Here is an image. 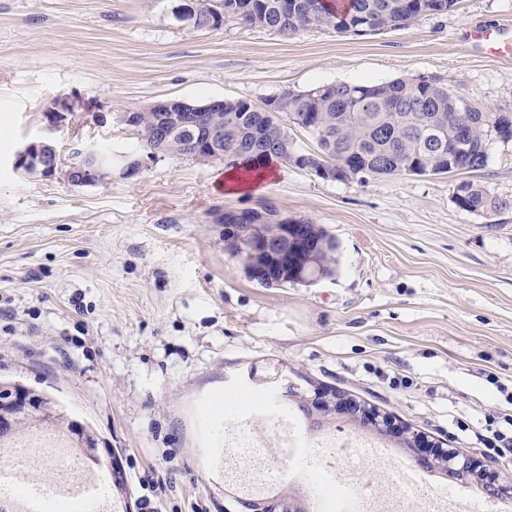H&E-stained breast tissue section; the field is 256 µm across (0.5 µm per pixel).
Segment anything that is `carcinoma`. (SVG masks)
I'll return each instance as SVG.
<instances>
[{
  "instance_id": "obj_1",
  "label": "carcinoma",
  "mask_w": 512,
  "mask_h": 512,
  "mask_svg": "<svg viewBox=\"0 0 512 512\" xmlns=\"http://www.w3.org/2000/svg\"><path fill=\"white\" fill-rule=\"evenodd\" d=\"M208 8L193 25L204 27L215 11L224 19L251 27L293 33L331 26L338 33L363 35L410 25L418 18L450 11L457 0H347L340 11L327 9L324 0H205ZM467 104L439 78L396 79L377 84L316 85L303 92H285L258 107L246 100L214 105L224 125L222 159L237 164L280 157L276 144L287 136L279 118L302 122L318 149H327L336 167L335 180L402 175H440L475 172L488 162L490 141L512 136V118L494 119ZM154 114L145 112L137 125L142 146L155 135ZM162 153L194 156L183 136L168 137ZM456 203L477 213H497L512 207L473 182L458 186ZM303 232L288 241V278L285 283L320 273L333 275L338 244L318 224L300 221Z\"/></svg>"
}]
</instances>
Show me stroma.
Returning <instances> with one entry per match:
<instances>
[{
	"mask_svg": "<svg viewBox=\"0 0 512 512\" xmlns=\"http://www.w3.org/2000/svg\"><path fill=\"white\" fill-rule=\"evenodd\" d=\"M182 3L0 0V382L88 423L120 455L134 512H237L234 457L210 433L221 400L260 412L252 435L274 493L314 506L309 445L363 430L334 415L311 424L290 385L343 391L512 475V452L478 442L491 416L512 414V209L455 203L464 181L512 202V142L493 140L483 170L438 176L332 181L282 162L257 194L221 189L223 160L177 154L86 186L14 166L32 138L65 163L89 145L140 157L121 115L169 98L260 106L319 83L439 77L482 111L512 113V61L466 38L474 22L512 25V0H458L361 36L232 19L198 29L177 18ZM264 206L322 225L339 245L336 276L251 280L217 218ZM291 418L300 435L287 449L277 427ZM388 449L325 461L347 491L373 496L411 466L406 448Z\"/></svg>",
	"mask_w": 512,
	"mask_h": 512,
	"instance_id": "obj_1",
	"label": "stroma"
}]
</instances>
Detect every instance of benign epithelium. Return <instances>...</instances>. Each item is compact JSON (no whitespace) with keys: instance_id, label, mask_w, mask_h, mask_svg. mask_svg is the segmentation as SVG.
<instances>
[{"instance_id":"benign-epithelium-1","label":"benign epithelium","mask_w":512,"mask_h":512,"mask_svg":"<svg viewBox=\"0 0 512 512\" xmlns=\"http://www.w3.org/2000/svg\"><path fill=\"white\" fill-rule=\"evenodd\" d=\"M175 101L171 99L152 102L144 109L156 113L158 136L165 138L178 131L191 139L197 152L213 155L222 153L220 146L224 142L223 129L206 121L204 113L172 111ZM116 155H108V163L98 156L95 149L89 148L83 154V163L63 168L59 161V152L54 144L43 139L24 142L16 153L15 166L26 172L38 171L44 176L60 174L72 183L79 185L95 184L103 175L112 173V163ZM260 209L226 210L218 223L224 225V235L234 238V244L245 247L249 252L246 270L249 277L259 284L278 287L283 278L277 276L270 267L274 260L283 259L286 253L278 235H256L260 225L253 223ZM40 396L33 390L19 385L0 384V434L5 436L19 423L35 416ZM302 408L311 415L329 412L340 415L360 426L376 431L395 442L412 449L411 458L415 465L423 470L441 469L453 479L466 483L476 480L490 494L505 502L512 501V478L489 470L478 459L461 453L448 444V441L430 440L428 437L397 421L396 417L334 389H321L314 395L303 399ZM68 434L80 447L87 468L106 465L112 474L125 476L121 459L116 454L103 455L99 451V439L78 421H70ZM241 506V512H303V500L294 495L274 498L259 497L235 498Z\"/></svg>"}]
</instances>
